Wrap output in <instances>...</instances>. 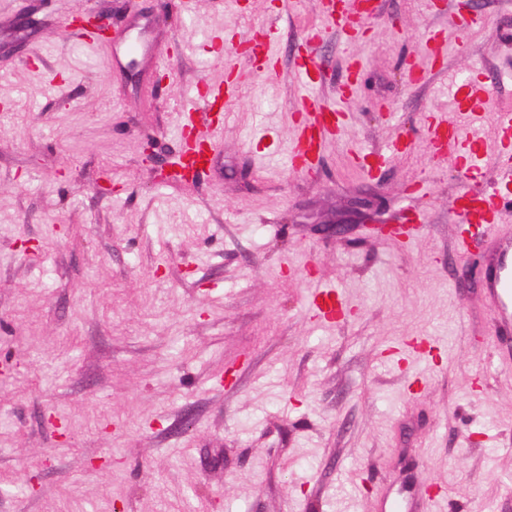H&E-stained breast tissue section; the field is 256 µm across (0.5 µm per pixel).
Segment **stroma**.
I'll return each mask as SVG.
<instances>
[{
	"mask_svg": "<svg viewBox=\"0 0 512 512\" xmlns=\"http://www.w3.org/2000/svg\"><path fill=\"white\" fill-rule=\"evenodd\" d=\"M374 5L353 46L320 0H0V512H383L413 472L416 512H512V355L462 268L456 153L426 135L475 70L512 109V0ZM88 8L109 43L71 27ZM269 26L267 75L233 46ZM314 32L321 100L350 53L364 69L311 177L289 153ZM230 80L205 172L158 182L143 134L168 160ZM401 136L409 154L361 167ZM418 187L412 244L363 228L361 201L393 224ZM327 287L333 325L309 306ZM311 310L317 320L338 321L345 315L343 303L335 289L318 290L311 300Z\"/></svg>",
	"mask_w": 512,
	"mask_h": 512,
	"instance_id": "1",
	"label": "stroma"
}]
</instances>
